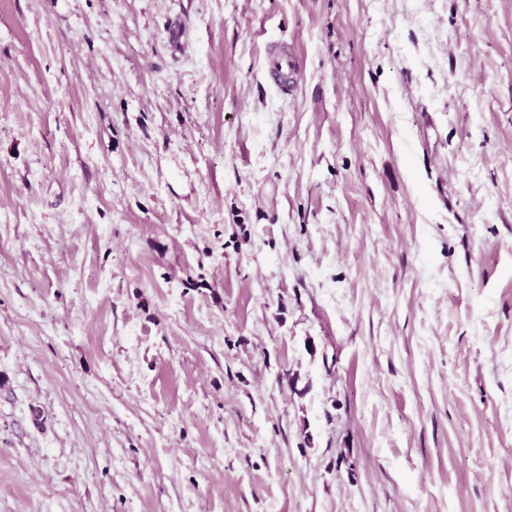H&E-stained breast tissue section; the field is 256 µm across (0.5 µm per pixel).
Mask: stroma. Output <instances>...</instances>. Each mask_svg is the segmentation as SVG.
<instances>
[{"label":"stroma","mask_w":512,"mask_h":512,"mask_svg":"<svg viewBox=\"0 0 512 512\" xmlns=\"http://www.w3.org/2000/svg\"><path fill=\"white\" fill-rule=\"evenodd\" d=\"M0 512H512V0H0ZM299 68V61L288 53L274 51L269 54L266 66L267 81L282 93H288L291 75Z\"/></svg>","instance_id":"1"}]
</instances>
